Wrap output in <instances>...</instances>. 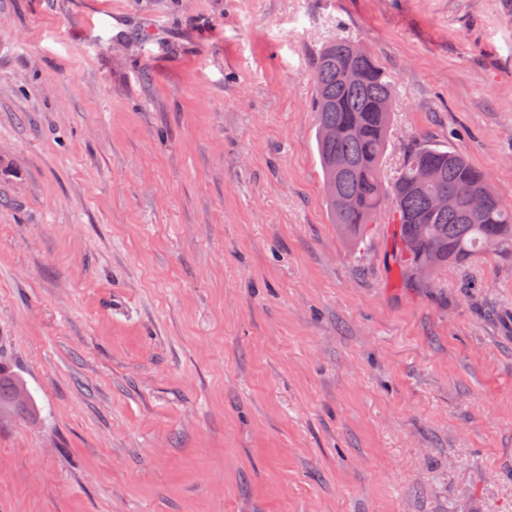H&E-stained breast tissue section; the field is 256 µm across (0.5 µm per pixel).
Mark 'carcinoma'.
Returning a JSON list of instances; mask_svg holds the SVG:
<instances>
[{"mask_svg":"<svg viewBox=\"0 0 512 512\" xmlns=\"http://www.w3.org/2000/svg\"><path fill=\"white\" fill-rule=\"evenodd\" d=\"M313 73L316 150L332 223L343 235L355 239L391 207L399 242L395 262L405 280L424 287L438 269L485 251L512 255V207L458 151L415 140L392 181L383 182L393 90L367 49L338 37L316 57ZM439 193L454 196L445 212L430 206ZM475 198L485 201L484 209H472ZM36 412L25 380L0 370V416Z\"/></svg>","mask_w":512,"mask_h":512,"instance_id":"1","label":"carcinoma"}]
</instances>
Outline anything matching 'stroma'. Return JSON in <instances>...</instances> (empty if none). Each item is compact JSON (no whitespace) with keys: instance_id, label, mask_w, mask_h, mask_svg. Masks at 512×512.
<instances>
[{"instance_id":"obj_1","label":"stroma","mask_w":512,"mask_h":512,"mask_svg":"<svg viewBox=\"0 0 512 512\" xmlns=\"http://www.w3.org/2000/svg\"><path fill=\"white\" fill-rule=\"evenodd\" d=\"M339 35L385 175L426 141L512 205V0H0V512H512V256L416 288L387 214L340 235ZM38 412L36 401L29 395L25 380L0 368V416L32 418Z\"/></svg>"}]
</instances>
